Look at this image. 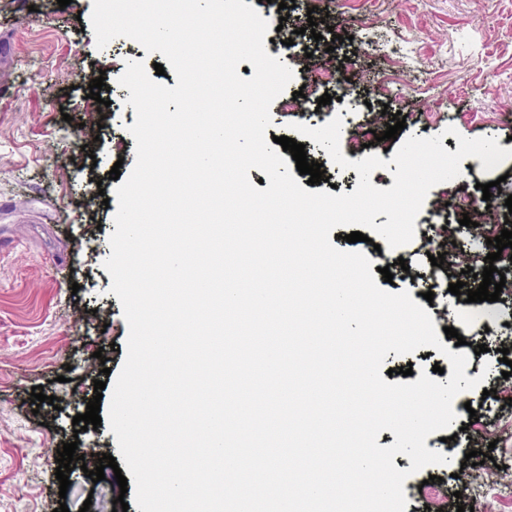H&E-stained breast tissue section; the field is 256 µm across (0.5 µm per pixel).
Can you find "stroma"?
<instances>
[{
    "mask_svg": "<svg viewBox=\"0 0 512 512\" xmlns=\"http://www.w3.org/2000/svg\"><path fill=\"white\" fill-rule=\"evenodd\" d=\"M272 24L265 48L293 68L292 90L311 73L308 63H328L337 82L347 83L357 103L350 126L381 111L402 114L407 127L396 138L371 145L388 161L407 135H442L449 152L459 137H495L512 149V0H295L287 21L256 6ZM92 0H0V236L12 241L0 251V512H112L115 499L138 512L133 493H121L112 468L92 482L73 467L67 493H60L55 457L63 444L77 442L78 454H117L108 427L74 432L72 420L86 411L95 379L113 384L126 355L128 326L111 277L103 267L110 256L114 208L103 197L113 194L109 172L120 165L129 173L135 140L128 126L135 111L120 99L117 79L126 60L163 62L124 38L97 49L90 27ZM329 26H322V17ZM317 20L321 40L303 34ZM344 41L332 45V36ZM293 37L284 48V37ZM407 42L414 72L408 85L391 93L375 92L374 79L391 68L378 49L382 42ZM104 75L111 100L106 113L88 96V76ZM100 98V99H101ZM455 134H448V127ZM98 133L92 152L82 149L80 131ZM453 183L430 190L428 199L448 201V217L464 213L458 199L475 194L477 184L501 180L494 203L507 217L512 194V159L483 173L471 159L461 163ZM111 368L101 377V368ZM67 382H60V375ZM42 386L58 405L33 407L30 393ZM491 460L480 470L495 512H512V491L499 483L498 469L512 466V418L503 419ZM450 464L429 466L404 483L406 512H456L469 505L455 478L466 453L458 441L426 440Z\"/></svg>",
    "mask_w": 512,
    "mask_h": 512,
    "instance_id": "1",
    "label": "stroma"
}]
</instances>
